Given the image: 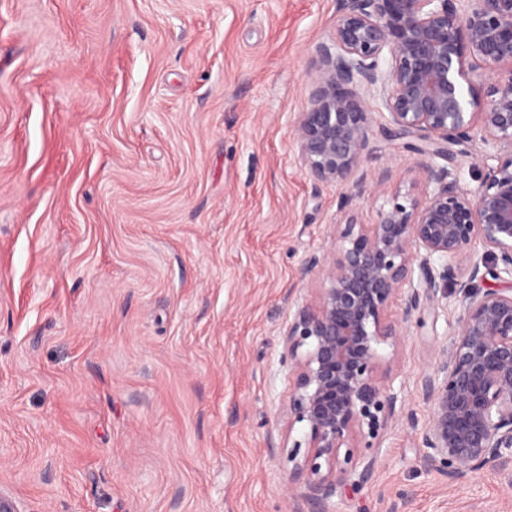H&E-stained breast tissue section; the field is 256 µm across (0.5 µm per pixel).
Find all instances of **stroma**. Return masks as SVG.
<instances>
[{"label":"stroma","instance_id":"stroma-1","mask_svg":"<svg viewBox=\"0 0 512 512\" xmlns=\"http://www.w3.org/2000/svg\"><path fill=\"white\" fill-rule=\"evenodd\" d=\"M337 0H0V490L21 512H296L282 334L365 202L294 140ZM445 317L383 345L404 383L374 477L331 512H512V471L423 468Z\"/></svg>","mask_w":512,"mask_h":512}]
</instances>
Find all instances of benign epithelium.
Masks as SVG:
<instances>
[{"instance_id":"obj_1","label":"benign epithelium","mask_w":512,"mask_h":512,"mask_svg":"<svg viewBox=\"0 0 512 512\" xmlns=\"http://www.w3.org/2000/svg\"><path fill=\"white\" fill-rule=\"evenodd\" d=\"M313 67L295 141L314 181L371 194L357 172L376 129L419 162L418 196L373 224L336 225L332 257L300 266L319 287L294 302L283 333L281 422L288 436L306 427L288 459L307 512H329L372 478L383 433L403 418L394 379L378 376V348L397 346L402 325L438 317L450 298L454 318L420 383L432 407L423 464L458 483L512 468V0H338ZM370 95L384 108L377 118ZM477 135L481 181L468 192L455 167ZM398 296L395 322L387 311Z\"/></svg>"}]
</instances>
